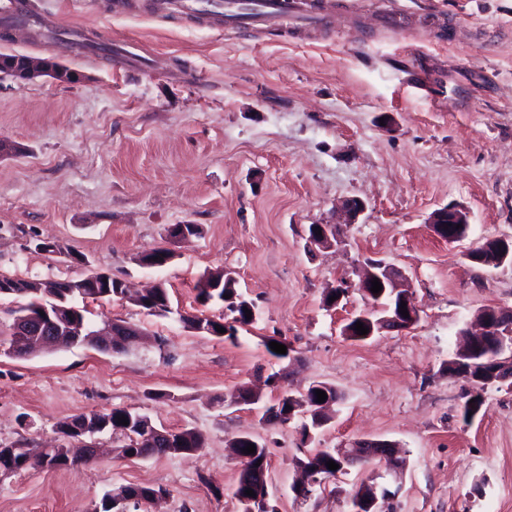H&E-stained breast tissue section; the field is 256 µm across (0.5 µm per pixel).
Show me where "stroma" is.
I'll use <instances>...</instances> for the list:
<instances>
[{"label": "stroma", "mask_w": 512, "mask_h": 512, "mask_svg": "<svg viewBox=\"0 0 512 512\" xmlns=\"http://www.w3.org/2000/svg\"><path fill=\"white\" fill-rule=\"evenodd\" d=\"M153 0H14L47 27L108 46L80 53L0 20V51L53 56L74 84L0 80V274L80 279L101 271L140 291L161 283L175 310L88 301L93 322L123 320L149 341L103 353H0V446H58L61 422L124 408L159 427L192 428L191 454L126 459L121 434L79 468H28L0 478V512H91L109 489L162 487L126 512H240L231 443H265L269 503L278 512H352L361 482L383 466L351 468L295 498L296 459L358 438L398 442L406 458L391 512H512V387H490L464 421L468 382L449 374L460 333L485 307L512 309V266L466 258L488 238L512 239V0H327L316 31H226L208 16L154 12ZM401 31L382 29L392 6ZM139 51L120 55L123 44ZM365 210L343 221L341 204ZM457 204L467 238L434 235L430 214ZM341 224L340 245L311 246L313 224ZM174 224L200 235L169 238ZM56 244L38 253L36 241ZM159 248L160 268L139 264ZM412 282L420 321L366 341L344 336L367 302L325 298L365 258ZM234 271L257 306L237 342L198 333L178 313L201 305L203 273ZM295 359L286 390L314 381L341 394L311 441L296 423L267 425L261 408L224 397L284 368L268 337ZM169 398L156 401L152 392Z\"/></svg>", "instance_id": "stroma-1"}]
</instances>
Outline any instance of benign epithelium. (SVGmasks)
<instances>
[{
    "instance_id": "obj_1",
    "label": "benign epithelium",
    "mask_w": 512,
    "mask_h": 512,
    "mask_svg": "<svg viewBox=\"0 0 512 512\" xmlns=\"http://www.w3.org/2000/svg\"><path fill=\"white\" fill-rule=\"evenodd\" d=\"M0 78L15 81H34L49 78L57 82L74 83L79 75L53 58L31 57L19 53H0ZM428 224L432 232L439 238L450 243L463 240L470 228L469 215L466 209L458 206H446L435 210L429 217ZM313 235L309 243L319 248H330L340 243L341 235L336 224H314L311 226ZM379 279L382 292L389 294L392 303L381 307L376 304L360 312L358 317L367 323L369 332L365 338L379 335L392 330H408L420 321V309L416 304L413 286L408 278L394 266L384 262H371L363 271L358 273V281L344 283L336 288L334 304H339L348 296L350 289L355 288L360 293L372 298L370 287L373 279ZM0 288L7 289L9 294H25L29 289H37V293L46 298L58 299L57 287L49 280L6 282L0 278ZM407 303L409 317L400 313L401 303ZM480 332L467 333L468 340L458 351L460 355H474L483 347L492 346L496 354L486 361V367L479 371L476 380L487 382H504L512 380V311L497 307H487L477 314ZM12 333L21 339L23 345L19 355L26 356L47 347H56L65 341L76 343L85 331L70 324L62 327L53 319L48 309L43 314L27 313L14 320ZM143 332L136 326L118 321L109 322L90 334V340L96 348L103 351H115L124 348L130 341ZM261 396L250 387L244 385L232 392L225 401L233 406H250L259 403ZM102 432L98 425L79 430L76 441L80 443L78 454H72L71 449H64L67 458L75 456L92 461L99 456V443L95 435ZM377 460L384 464L389 481L385 485L375 482H363L357 488L354 496V512H378L379 500L393 499L401 489V478L404 461L401 458L399 444L388 439L354 440L336 449V464L339 471L346 472L349 468L367 461ZM318 484L317 476L303 474L296 482L292 491L296 497L306 499L314 494ZM268 479L265 474H259L256 482L255 496L241 497L240 504L243 512H261L259 506L268 503Z\"/></svg>"
}]
</instances>
